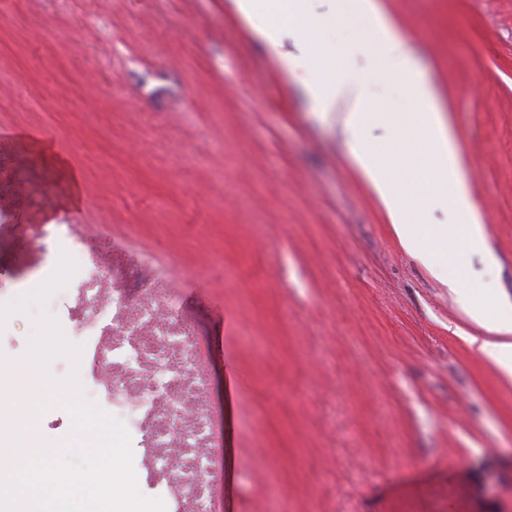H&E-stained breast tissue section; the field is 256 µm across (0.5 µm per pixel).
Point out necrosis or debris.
Here are the masks:
<instances>
[{
	"label": "necrosis or debris",
	"mask_w": 512,
	"mask_h": 512,
	"mask_svg": "<svg viewBox=\"0 0 512 512\" xmlns=\"http://www.w3.org/2000/svg\"><path fill=\"white\" fill-rule=\"evenodd\" d=\"M34 235L79 267L80 278L62 294L52 287L54 262L35 280L65 334L90 349L87 395L127 429L144 496L162 499L166 512H215L204 333L169 288L170 272L130 271L120 259L83 252L65 224Z\"/></svg>",
	"instance_id": "necrosis-or-debris-1"
}]
</instances>
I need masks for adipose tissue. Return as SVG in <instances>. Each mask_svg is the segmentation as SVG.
Returning <instances> with one entry per match:
<instances>
[{
    "label": "adipose tissue",
    "instance_id": "ef3b65f1",
    "mask_svg": "<svg viewBox=\"0 0 512 512\" xmlns=\"http://www.w3.org/2000/svg\"><path fill=\"white\" fill-rule=\"evenodd\" d=\"M334 14L313 13L308 0H232L237 15L261 19L254 36L288 73H303V94L312 112L336 121L344 133L369 123L391 124L393 141L375 146L350 142L352 167L380 202L401 245L415 253L433 276L452 290L464 288L458 269L465 251L482 246V215L470 189L453 128L433 83L421 71L413 50L399 36L381 0H330ZM364 23L358 39L367 67L350 70L345 50L330 34L337 21ZM293 32L297 51H281V34ZM398 66L387 69L389 57ZM386 76L393 90L386 108L370 100L374 77ZM449 203L454 224H427L422 215L432 198ZM475 326L464 340L477 355L489 358L498 372L512 378V313L494 314L483 303L464 300Z\"/></svg>",
    "mask_w": 512,
    "mask_h": 512
}]
</instances>
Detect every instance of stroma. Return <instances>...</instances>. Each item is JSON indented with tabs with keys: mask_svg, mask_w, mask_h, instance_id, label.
I'll use <instances>...</instances> for the list:
<instances>
[{
	"mask_svg": "<svg viewBox=\"0 0 512 512\" xmlns=\"http://www.w3.org/2000/svg\"><path fill=\"white\" fill-rule=\"evenodd\" d=\"M383 4L483 216L490 251L461 274L512 302V0ZM72 169L80 204L50 211ZM50 221L174 263L201 303L218 512H512V382L231 0H0L1 286L41 264L25 228ZM9 312L0 367L36 326Z\"/></svg>",
	"mask_w": 512,
	"mask_h": 512,
	"instance_id": "obj_1",
	"label": "stroma"
}]
</instances>
